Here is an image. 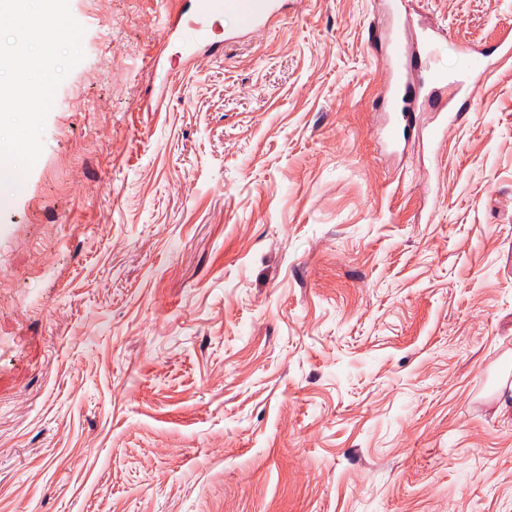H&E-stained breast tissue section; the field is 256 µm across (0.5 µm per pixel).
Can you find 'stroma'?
I'll use <instances>...</instances> for the list:
<instances>
[{
    "label": "stroma",
    "instance_id": "1",
    "mask_svg": "<svg viewBox=\"0 0 512 512\" xmlns=\"http://www.w3.org/2000/svg\"><path fill=\"white\" fill-rule=\"evenodd\" d=\"M69 0L0 206V512H512V58L391 145L380 0ZM448 73L512 0H407ZM275 7V0H197L198 22L194 27L195 38L199 42L205 41V21L211 17L224 16L226 12H235L243 28H249L261 22Z\"/></svg>",
    "mask_w": 512,
    "mask_h": 512
}]
</instances>
